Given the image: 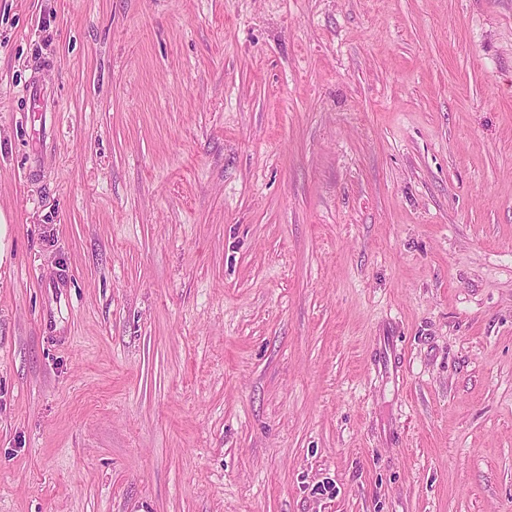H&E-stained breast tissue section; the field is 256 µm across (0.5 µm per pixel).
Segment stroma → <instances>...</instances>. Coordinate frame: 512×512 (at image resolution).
Masks as SVG:
<instances>
[{"label":"stroma","instance_id":"stroma-1","mask_svg":"<svg viewBox=\"0 0 512 512\" xmlns=\"http://www.w3.org/2000/svg\"><path fill=\"white\" fill-rule=\"evenodd\" d=\"M0 214V512H512V0H0Z\"/></svg>","mask_w":512,"mask_h":512}]
</instances>
